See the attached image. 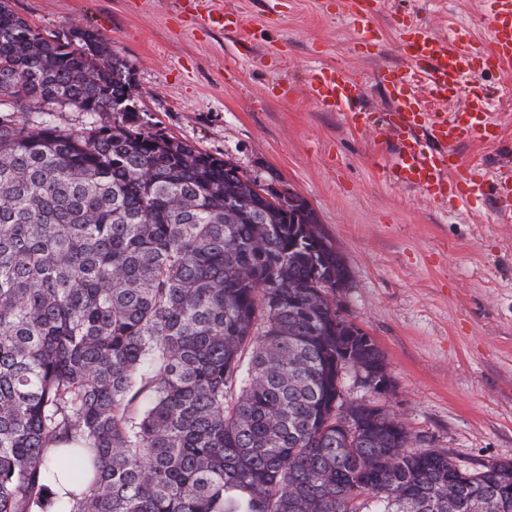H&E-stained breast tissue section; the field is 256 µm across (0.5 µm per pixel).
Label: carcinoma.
<instances>
[{
	"mask_svg": "<svg viewBox=\"0 0 512 512\" xmlns=\"http://www.w3.org/2000/svg\"><path fill=\"white\" fill-rule=\"evenodd\" d=\"M132 87L97 30L46 38L0 0V512H512V462L411 450L344 401L385 355L339 314L316 211L141 129ZM57 439L93 472L66 503Z\"/></svg>",
	"mask_w": 512,
	"mask_h": 512,
	"instance_id": "cac0c4a2",
	"label": "carcinoma"
}]
</instances>
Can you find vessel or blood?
Returning a JSON list of instances; mask_svg holds the SVG:
<instances>
[{
    "mask_svg": "<svg viewBox=\"0 0 512 512\" xmlns=\"http://www.w3.org/2000/svg\"><path fill=\"white\" fill-rule=\"evenodd\" d=\"M343 8L363 28H370L375 9L371 0H345ZM405 64L381 73L389 92L386 112L369 123L373 142L391 144L395 154L388 175L402 186L419 188L430 201L452 209L466 207L495 184L499 213L512 218V165L493 172L464 164L461 144L498 141L500 123L492 110L493 96L476 89L475 77L488 68L512 74V0H490L487 41L440 36L411 20L403 25ZM306 91L329 110L350 106L364 91L344 69L326 66L309 76ZM460 101L452 112L428 111L426 100Z\"/></svg>",
    "mask_w": 512,
    "mask_h": 512,
    "instance_id": "1",
    "label": "vessel or blood"
}]
</instances>
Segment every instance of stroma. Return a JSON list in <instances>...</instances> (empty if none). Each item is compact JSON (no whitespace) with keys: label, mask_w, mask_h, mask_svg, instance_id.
Segmentation results:
<instances>
[{"label":"stroma","mask_w":512,"mask_h":512,"mask_svg":"<svg viewBox=\"0 0 512 512\" xmlns=\"http://www.w3.org/2000/svg\"><path fill=\"white\" fill-rule=\"evenodd\" d=\"M43 35L78 24L112 41L134 73L137 123L231 161L260 185L294 191L318 214L351 271L339 312L385 354L388 389L344 379V397L399 417L411 447L466 469L512 461V223L493 192L451 210L387 181L392 148L374 146L340 112L311 100V70L335 65L362 82L356 109L384 112L378 73L403 63V18L436 34L488 35L487 0H380L375 44L336 0H13ZM219 12L202 26L198 16ZM478 85L495 98V146L461 145L484 169L512 161V79Z\"/></svg>","instance_id":"stroma-1"}]
</instances>
